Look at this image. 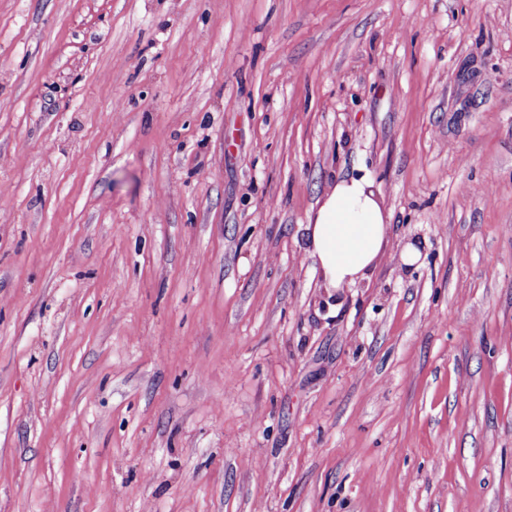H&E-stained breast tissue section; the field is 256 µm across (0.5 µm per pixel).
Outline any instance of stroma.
Segmentation results:
<instances>
[{"mask_svg": "<svg viewBox=\"0 0 512 512\" xmlns=\"http://www.w3.org/2000/svg\"><path fill=\"white\" fill-rule=\"evenodd\" d=\"M0 512H512V0H0ZM388 218L366 177L328 187L306 224L309 253L325 288L340 290L369 278L386 255Z\"/></svg>", "mask_w": 512, "mask_h": 512, "instance_id": "obj_1", "label": "stroma"}]
</instances>
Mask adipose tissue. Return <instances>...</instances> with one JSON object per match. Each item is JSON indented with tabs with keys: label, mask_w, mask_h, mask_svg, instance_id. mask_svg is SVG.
<instances>
[{
	"label": "adipose tissue",
	"mask_w": 512,
	"mask_h": 512,
	"mask_svg": "<svg viewBox=\"0 0 512 512\" xmlns=\"http://www.w3.org/2000/svg\"><path fill=\"white\" fill-rule=\"evenodd\" d=\"M306 230L309 252L327 288L339 290L369 278L386 255L388 216L364 177L342 178L329 186Z\"/></svg>",
	"instance_id": "1"
}]
</instances>
